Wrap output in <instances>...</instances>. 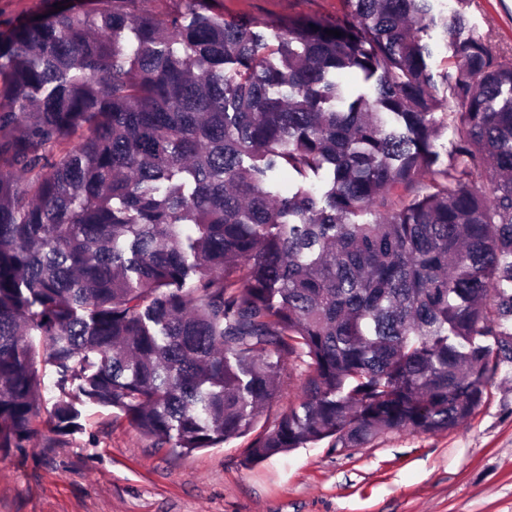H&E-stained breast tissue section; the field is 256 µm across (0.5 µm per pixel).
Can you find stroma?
<instances>
[{"label":"stroma","mask_w":512,"mask_h":512,"mask_svg":"<svg viewBox=\"0 0 512 512\" xmlns=\"http://www.w3.org/2000/svg\"><path fill=\"white\" fill-rule=\"evenodd\" d=\"M225 17L280 21L333 17L345 0H209ZM467 33L512 49V12L501 0H473ZM281 402L261 413L251 436L189 454L152 448L119 410L86 404L80 427L60 435L49 420L60 376L43 381L37 434L0 454V512H512V372H498L483 404L455 428L390 431L339 452L322 441L246 460L252 435L273 428L297 402L304 366L286 363Z\"/></svg>","instance_id":"obj_1"}]
</instances>
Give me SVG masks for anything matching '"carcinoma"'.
<instances>
[{
	"mask_svg": "<svg viewBox=\"0 0 512 512\" xmlns=\"http://www.w3.org/2000/svg\"><path fill=\"white\" fill-rule=\"evenodd\" d=\"M93 2L0 33V452L36 435L39 361L76 385L57 432L113 407L182 453L246 434L290 357L254 461L467 420L512 370V63L461 36L472 0H347L273 44L202 0ZM425 41L429 43L433 50L431 58L432 72L435 79L438 80L439 87H441L438 75L447 68L448 47L446 41L436 30L429 31L428 36H425Z\"/></svg>",
	"mask_w": 512,
	"mask_h": 512,
	"instance_id": "obj_1",
	"label": "carcinoma"
}]
</instances>
